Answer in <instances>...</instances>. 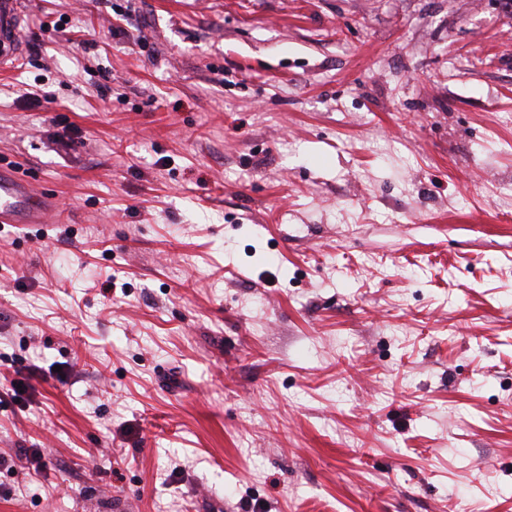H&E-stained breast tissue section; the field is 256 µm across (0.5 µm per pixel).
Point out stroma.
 I'll return each mask as SVG.
<instances>
[{"label": "stroma", "instance_id": "stroma-1", "mask_svg": "<svg viewBox=\"0 0 512 512\" xmlns=\"http://www.w3.org/2000/svg\"><path fill=\"white\" fill-rule=\"evenodd\" d=\"M20 7L0 512H512V0ZM55 201L10 168L0 166V223L51 224Z\"/></svg>", "mask_w": 512, "mask_h": 512}]
</instances>
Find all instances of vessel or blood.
I'll list each match as a JSON object with an SVG mask.
<instances>
[{"mask_svg":"<svg viewBox=\"0 0 512 512\" xmlns=\"http://www.w3.org/2000/svg\"><path fill=\"white\" fill-rule=\"evenodd\" d=\"M21 24L19 0H0V62L22 51L18 31ZM56 205L53 198L10 168L0 166V223L48 224Z\"/></svg>","mask_w":512,"mask_h":512,"instance_id":"obj_1","label":"vessel or blood"}]
</instances>
